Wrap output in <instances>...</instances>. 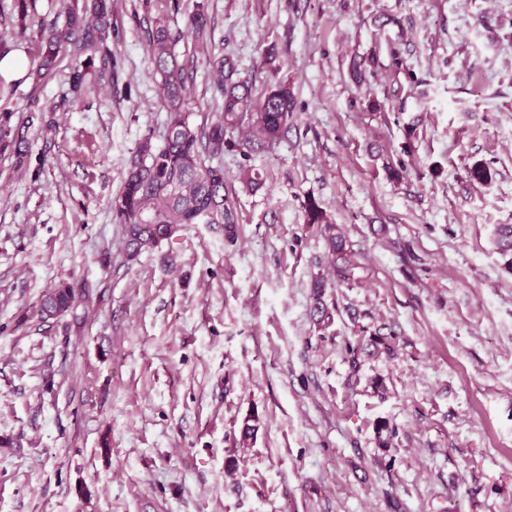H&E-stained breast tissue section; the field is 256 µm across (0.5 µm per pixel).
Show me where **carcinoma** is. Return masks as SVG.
<instances>
[{
  "instance_id": "1",
  "label": "carcinoma",
  "mask_w": 512,
  "mask_h": 512,
  "mask_svg": "<svg viewBox=\"0 0 512 512\" xmlns=\"http://www.w3.org/2000/svg\"><path fill=\"white\" fill-rule=\"evenodd\" d=\"M211 29L204 11H196L187 22V33L198 37ZM40 52L35 72L37 77L51 75L58 59L72 60L69 73L71 91L79 93L89 87L91 72L112 77L115 55L112 49V0H71L63 22L41 26ZM174 38L164 25L156 26L150 39L151 64L161 78L162 96L168 119L161 143L148 135L128 162L118 192L112 198V212L123 226L127 260H135L142 252L157 248L170 239L184 224H216L228 242L237 236V212L230 196L224 166L213 163L224 152L237 148L249 158L263 152L288 127L294 112V96L281 84L271 89L261 103L253 102L252 86L240 76L237 63L230 57L209 60L217 75L221 110L201 127L186 123V65L173 50ZM11 116L0 117V144L11 148L16 162L28 158V142L22 132L10 125ZM469 177L488 184L493 173L483 162L475 163ZM306 223L323 228L333 259L336 280L353 276L350 250L346 240L334 232L319 202L310 198L305 205ZM498 248L509 257L512 270V225L496 228ZM321 278L312 283L313 311L316 322L331 319L322 290ZM76 298L70 286H59L45 294L37 308L43 321L67 312ZM380 448L388 451L396 434L386 421L375 427Z\"/></svg>"
}]
</instances>
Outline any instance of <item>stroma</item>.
Here are the masks:
<instances>
[{
    "mask_svg": "<svg viewBox=\"0 0 512 512\" xmlns=\"http://www.w3.org/2000/svg\"><path fill=\"white\" fill-rule=\"evenodd\" d=\"M67 3L22 19L0 0V58L33 61ZM200 8L212 31L176 45L190 123L220 104L206 60L222 55L254 100L287 85L294 117L266 153L224 155L234 242L187 224L129 262L111 201L167 119L149 35ZM112 21L118 65L81 97L67 58L46 80L0 75V115L29 142L24 165L0 154V512H512L495 240L512 224V0H114ZM481 160L487 185L467 174ZM310 198L355 263L323 328ZM62 283L76 305L40 321Z\"/></svg>",
    "mask_w": 512,
    "mask_h": 512,
    "instance_id": "35a3bbf8",
    "label": "stroma"
}]
</instances>
